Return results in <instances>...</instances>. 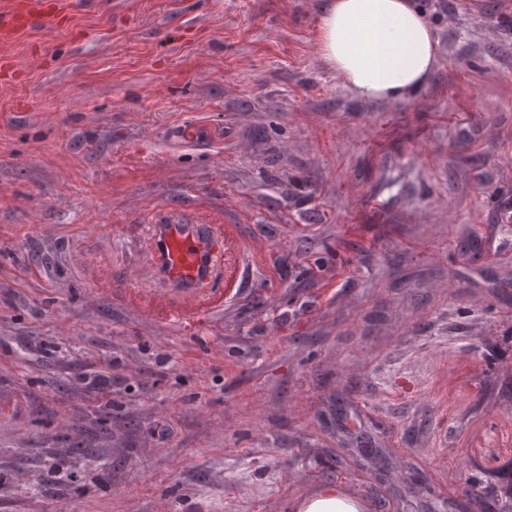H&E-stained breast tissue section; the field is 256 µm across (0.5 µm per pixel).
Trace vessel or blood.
I'll return each instance as SVG.
<instances>
[{
    "label": "vessel or blood",
    "mask_w": 512,
    "mask_h": 512,
    "mask_svg": "<svg viewBox=\"0 0 512 512\" xmlns=\"http://www.w3.org/2000/svg\"><path fill=\"white\" fill-rule=\"evenodd\" d=\"M45 0H0V37L51 18ZM146 254L156 281L166 291L208 307L207 287L224 253V227L175 213L146 225Z\"/></svg>",
    "instance_id": "b4317fda"
}]
</instances>
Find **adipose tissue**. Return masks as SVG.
<instances>
[{
  "instance_id": "1",
  "label": "adipose tissue",
  "mask_w": 512,
  "mask_h": 512,
  "mask_svg": "<svg viewBox=\"0 0 512 512\" xmlns=\"http://www.w3.org/2000/svg\"><path fill=\"white\" fill-rule=\"evenodd\" d=\"M318 42L324 60L366 101L408 100L438 65L431 28L412 0H327Z\"/></svg>"
}]
</instances>
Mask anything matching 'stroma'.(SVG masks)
I'll return each mask as SVG.
<instances>
[{
    "label": "stroma",
    "mask_w": 512,
    "mask_h": 512,
    "mask_svg": "<svg viewBox=\"0 0 512 512\" xmlns=\"http://www.w3.org/2000/svg\"><path fill=\"white\" fill-rule=\"evenodd\" d=\"M323 2L101 0L0 42V512H436L512 466V0H417L438 68L401 102L328 66ZM182 209L224 226L205 312L146 291ZM363 430L433 495L357 471ZM297 512H358L354 503L342 497L337 488L326 486L318 498L295 507Z\"/></svg>",
    "instance_id": "obj_1"
}]
</instances>
